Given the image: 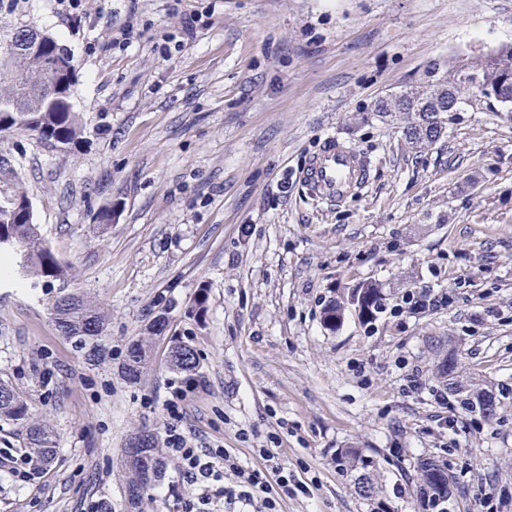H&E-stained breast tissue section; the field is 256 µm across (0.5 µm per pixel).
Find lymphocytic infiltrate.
<instances>
[{"mask_svg":"<svg viewBox=\"0 0 512 512\" xmlns=\"http://www.w3.org/2000/svg\"><path fill=\"white\" fill-rule=\"evenodd\" d=\"M165 453L178 463L177 512H281L283 500L309 491L272 448L260 449V465L244 466L233 449L195 448L173 429Z\"/></svg>","mask_w":512,"mask_h":512,"instance_id":"lymphocytic-infiltrate-1","label":"lymphocytic infiltrate"}]
</instances>
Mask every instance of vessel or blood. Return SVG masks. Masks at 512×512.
<instances>
[{"label": "vessel or blood", "mask_w": 512, "mask_h": 512, "mask_svg": "<svg viewBox=\"0 0 512 512\" xmlns=\"http://www.w3.org/2000/svg\"><path fill=\"white\" fill-rule=\"evenodd\" d=\"M308 194L326 204L344 201L368 181V167L360 155L336 138H325L301 173Z\"/></svg>", "instance_id": "obj_1"}]
</instances>
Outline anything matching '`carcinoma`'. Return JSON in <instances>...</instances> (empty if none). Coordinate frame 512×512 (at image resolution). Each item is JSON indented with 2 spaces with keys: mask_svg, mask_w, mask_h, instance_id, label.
<instances>
[{
  "mask_svg": "<svg viewBox=\"0 0 512 512\" xmlns=\"http://www.w3.org/2000/svg\"><path fill=\"white\" fill-rule=\"evenodd\" d=\"M19 38L18 29L0 30V133H29L63 147L79 141L83 123L70 102L75 80L72 59L61 44L45 34L38 52L33 55H7V43ZM421 108L415 120L406 128L409 143H433L443 134V126L428 119V110L435 102L449 112H468L477 104H485L497 112H512V45H504L473 64L459 60L448 66L443 79L426 87L410 89ZM408 110L402 93L388 100H378L372 111L387 117ZM11 238L23 245L19 265L22 274L37 281L49 282L64 275L65 268L47 246L33 211L27 207L0 209V239ZM382 288L366 282L356 289L352 302L362 321H371L381 309ZM51 320L58 333L71 341L89 362L99 361L108 353L105 343L108 314L94 300L80 292L59 296L51 307ZM165 322L157 315L147 325L148 336L131 342L127 349L122 373L131 382L140 379L150 359V337L163 332ZM169 368L190 375L197 368L194 349L184 341H171L167 359ZM436 377L448 392L457 398L467 412L479 413L493 421L497 415V398L484 388L460 380L456 353L450 349L439 359ZM0 421L20 426L21 445L38 465H50L57 457V436L46 423H33L28 418V406L13 387L0 381ZM147 441L146 461L123 466L131 505L136 507L161 477L163 465L157 455V435L140 431ZM336 467L351 478L354 492L364 500L378 496L376 462L358 448H343L336 453ZM448 465L429 459L420 464L417 473L418 493L423 506L430 512H443L436 507L448 502L449 485L445 474Z\"/></svg>",
  "mask_w": 512,
  "mask_h": 512,
  "instance_id": "1",
  "label": "carcinoma"
}]
</instances>
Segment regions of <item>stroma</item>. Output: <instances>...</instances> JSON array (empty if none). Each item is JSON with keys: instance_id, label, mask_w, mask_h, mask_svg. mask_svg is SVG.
Listing matches in <instances>:
<instances>
[{"instance_id": "1", "label": "stroma", "mask_w": 512, "mask_h": 512, "mask_svg": "<svg viewBox=\"0 0 512 512\" xmlns=\"http://www.w3.org/2000/svg\"><path fill=\"white\" fill-rule=\"evenodd\" d=\"M206 10V26L166 52L165 36ZM82 14L0 2V29L30 23L69 50L84 127L67 149L0 136V191L28 198L67 269L48 284L0 276V379L59 434L56 464L22 481L2 462L24 453L18 428L0 422V512L95 501L127 512L123 450L141 429L166 434L175 337L204 382L185 394L183 431L250 466L256 448L277 449L310 489L282 512H374L336 469L341 448L376 460L385 512H422L415 467L427 458L448 464L450 512H475L480 485L512 512V114L477 105L414 150L405 115L371 110L455 57L512 44V0H84ZM129 20L140 37L112 46L110 26ZM327 135L370 169L364 191L330 206L298 181ZM113 202L119 214L100 230L94 218ZM370 281L384 311L327 328L326 306ZM424 286L453 303L391 316ZM73 290L109 314L102 363H85L50 321ZM161 312L151 365L129 382L127 348ZM434 339L497 394L495 421L444 428L429 393ZM413 367L425 391H408Z\"/></svg>"}]
</instances>
